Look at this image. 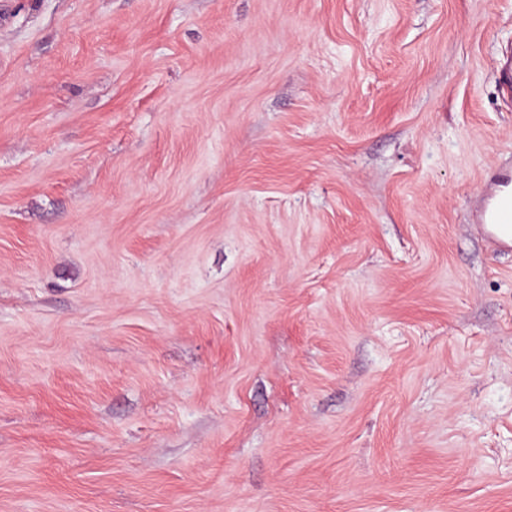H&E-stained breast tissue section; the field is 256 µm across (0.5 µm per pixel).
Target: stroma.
Wrapping results in <instances>:
<instances>
[{"mask_svg": "<svg viewBox=\"0 0 512 512\" xmlns=\"http://www.w3.org/2000/svg\"><path fill=\"white\" fill-rule=\"evenodd\" d=\"M512 0H0V512H512ZM493 181L495 189L479 215V224L503 230L512 226V173Z\"/></svg>", "mask_w": 512, "mask_h": 512, "instance_id": "stroma-1", "label": "stroma"}]
</instances>
